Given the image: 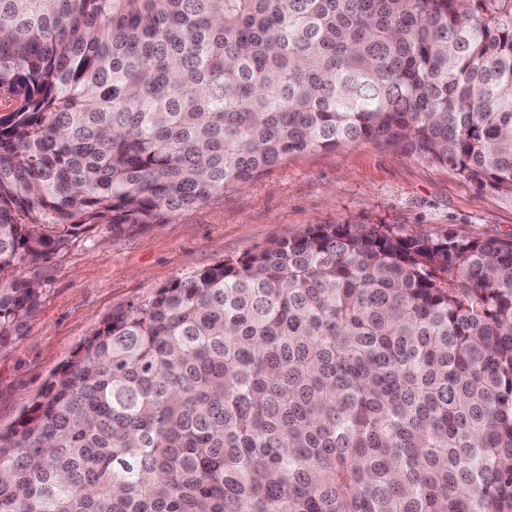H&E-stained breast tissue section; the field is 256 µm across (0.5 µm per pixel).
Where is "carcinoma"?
<instances>
[{
	"label": "carcinoma",
	"instance_id": "1",
	"mask_svg": "<svg viewBox=\"0 0 512 512\" xmlns=\"http://www.w3.org/2000/svg\"><path fill=\"white\" fill-rule=\"evenodd\" d=\"M0 342L35 263L305 150L512 198V0H0ZM0 512H512V240L313 224L112 315Z\"/></svg>",
	"mask_w": 512,
	"mask_h": 512
}]
</instances>
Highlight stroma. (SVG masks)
Listing matches in <instances>:
<instances>
[{"label": "stroma", "mask_w": 512, "mask_h": 512, "mask_svg": "<svg viewBox=\"0 0 512 512\" xmlns=\"http://www.w3.org/2000/svg\"><path fill=\"white\" fill-rule=\"evenodd\" d=\"M391 224L512 239V199L455 169L373 141L308 150L164 224H94L49 258L22 265L40 283L34 313L0 344V428L113 313L175 279L256 252L312 224Z\"/></svg>", "instance_id": "obj_1"}]
</instances>
